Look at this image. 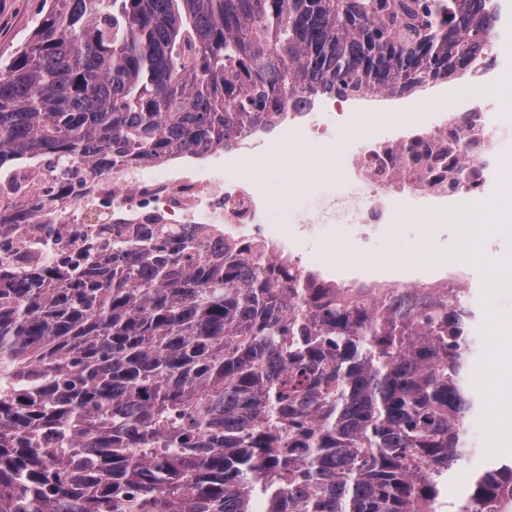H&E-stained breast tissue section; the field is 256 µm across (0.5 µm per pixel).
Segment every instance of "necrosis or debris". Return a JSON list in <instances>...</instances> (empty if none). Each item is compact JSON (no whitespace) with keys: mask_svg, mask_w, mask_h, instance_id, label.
<instances>
[{"mask_svg":"<svg viewBox=\"0 0 512 512\" xmlns=\"http://www.w3.org/2000/svg\"><path fill=\"white\" fill-rule=\"evenodd\" d=\"M509 63L512 28L497 36L493 50L480 54L471 79L437 81L419 94L363 90L303 97L271 124L203 156L173 155L129 166L110 178L87 177L69 194L53 198L33 222L11 225V235L36 244L47 257L77 255L108 238H131L139 225L162 224L211 247L234 244L244 259L299 270L334 286L415 297L469 288L467 265L452 252L434 254L424 273L379 265L367 280L352 277L345 266L325 258L320 229L354 217L353 233L365 245L401 211L417 207L431 219L425 234H447L439 216L449 206L479 201L489 179L500 172L491 105L471 88L477 82L494 84ZM428 102L440 104V111L422 121H401V114ZM341 129L351 130V137L338 140ZM418 137L432 149L455 144L452 160L464 172L457 190H449L447 179L436 174L422 185L405 176L401 149ZM273 166L287 169L291 184L302 187L340 170L354 190L330 204L320 219L302 213L292 224H275L261 178Z\"/></svg>","mask_w":512,"mask_h":512,"instance_id":"necrosis-or-debris-1","label":"necrosis or debris"}]
</instances>
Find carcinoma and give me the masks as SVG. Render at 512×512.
Returning <instances> with one entry per match:
<instances>
[{
    "label": "carcinoma",
    "mask_w": 512,
    "mask_h": 512,
    "mask_svg": "<svg viewBox=\"0 0 512 512\" xmlns=\"http://www.w3.org/2000/svg\"><path fill=\"white\" fill-rule=\"evenodd\" d=\"M485 0H42L0 57V172L202 155L298 94L396 93L493 48ZM49 197L0 199L26 224ZM143 231L0 240V512H441L477 313L274 277ZM452 512H512V463Z\"/></svg>",
    "instance_id": "carcinoma-1"
}]
</instances>
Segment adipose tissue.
I'll return each mask as SVG.
<instances>
[{"label": "adipose tissue", "instance_id": "obj_1", "mask_svg": "<svg viewBox=\"0 0 512 512\" xmlns=\"http://www.w3.org/2000/svg\"><path fill=\"white\" fill-rule=\"evenodd\" d=\"M486 209L493 217L492 223H475L473 217L465 210H460L450 215L448 221L456 225L458 237L464 246L468 258L474 264L484 267L489 279L496 282L501 278L499 267L486 264L483 252L476 248L475 243L481 239L493 238L500 225L512 223V187L508 188L497 198L489 201Z\"/></svg>", "mask_w": 512, "mask_h": 512}]
</instances>
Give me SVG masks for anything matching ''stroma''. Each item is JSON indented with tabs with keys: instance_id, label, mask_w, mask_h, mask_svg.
Listing matches in <instances>:
<instances>
[{
	"instance_id": "1",
	"label": "stroma",
	"mask_w": 512,
	"mask_h": 512,
	"mask_svg": "<svg viewBox=\"0 0 512 512\" xmlns=\"http://www.w3.org/2000/svg\"><path fill=\"white\" fill-rule=\"evenodd\" d=\"M40 6V0H0V56L10 54L32 30L37 23ZM473 92L499 102L494 118L499 130L496 151L502 159V170L488 186L487 195L493 198L500 195L508 183L512 182V109L505 104L506 97L512 93V66L501 72L494 86H477ZM262 179L270 198L277 202L272 215V221L276 224L291 223L301 212L316 213L323 203L337 200L350 190L349 185L338 175L311 184L304 190L291 188L286 172L279 168L264 171ZM424 222V217L418 214H407L367 250L359 248L353 242L346 227H326L324 235L333 239L332 251L337 261L353 268L362 269L375 262L420 267L432 252H454L458 249L456 233H449L445 237H425L422 230ZM470 296L483 315L477 331L478 336L491 335L494 324L512 321V287H497L488 294L474 287L470 290ZM475 416L485 420L488 425L484 440L475 444L470 457L449 471L444 502L455 503L466 496L474 476L484 466L512 461V443L503 444L492 427V413L486 412L480 405Z\"/></svg>"
}]
</instances>
